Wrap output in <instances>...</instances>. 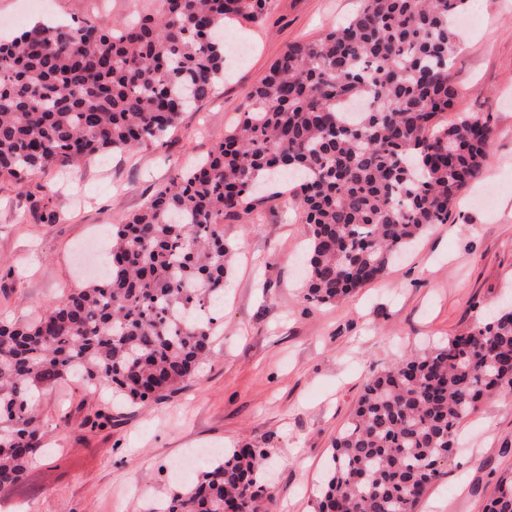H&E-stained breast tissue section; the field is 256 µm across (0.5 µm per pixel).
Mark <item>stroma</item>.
Here are the masks:
<instances>
[{"instance_id": "obj_1", "label": "stroma", "mask_w": 512, "mask_h": 512, "mask_svg": "<svg viewBox=\"0 0 512 512\" xmlns=\"http://www.w3.org/2000/svg\"><path fill=\"white\" fill-rule=\"evenodd\" d=\"M49 17L109 26L149 0H48ZM360 0H274L268 18L233 25L213 94L163 141L54 169L24 185L0 179V319H29L88 276V240L139 209L205 157L243 111L251 88L292 42L317 38ZM460 30L449 119L489 117L485 169L437 224L375 282L315 306L298 275L304 226L293 192L265 203L261 224H225L235 244L213 355L161 401L116 407L71 380L44 389L47 448L22 484L0 490V512H146L193 453L244 443L266 449L276 512H313L331 444L365 378L471 328L512 291V0H471ZM67 423L56 424L61 410ZM111 414L99 427L87 415ZM458 446L417 512H485L512 473V386L458 431Z\"/></svg>"}]
</instances>
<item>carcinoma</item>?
<instances>
[{"label":"carcinoma","instance_id":"carcinoma-1","mask_svg":"<svg viewBox=\"0 0 512 512\" xmlns=\"http://www.w3.org/2000/svg\"><path fill=\"white\" fill-rule=\"evenodd\" d=\"M272 0H152L110 29L37 23L0 42V179L160 142L224 77V30ZM470 0H361L318 38L289 44L208 157L112 225L96 280L30 321H0V487L35 462L37 394L75 379L130 404L165 399L212 354L234 248L224 222L254 210L269 174L297 183L302 291L330 305L379 279L448 223L483 172L493 128L448 121L457 99L455 19ZM366 102L352 114L344 104ZM512 385V303L368 379L332 443L315 512H416L460 424ZM268 454L207 461L147 512H275ZM487 512H512V475Z\"/></svg>","mask_w":512,"mask_h":512}]
</instances>
